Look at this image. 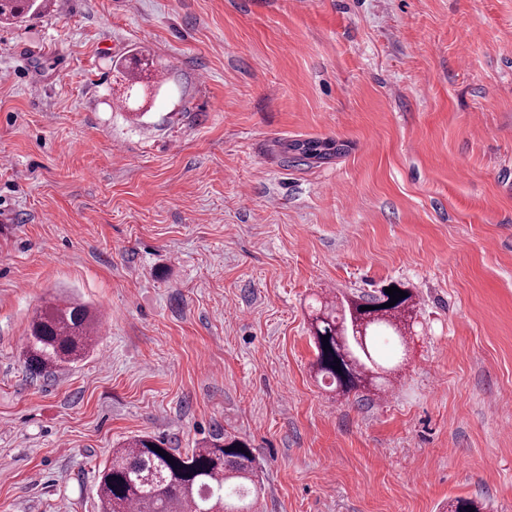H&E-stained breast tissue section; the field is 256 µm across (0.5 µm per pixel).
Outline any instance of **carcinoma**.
Returning <instances> with one entry per match:
<instances>
[{"label":"carcinoma","mask_w":512,"mask_h":512,"mask_svg":"<svg viewBox=\"0 0 512 512\" xmlns=\"http://www.w3.org/2000/svg\"><path fill=\"white\" fill-rule=\"evenodd\" d=\"M47 0H0V20L13 21L45 7ZM153 61L140 53L124 64L128 90ZM408 296L392 306L385 289L346 298L338 305L315 308L311 328L316 350L313 367L345 393L379 387L389 368L378 356L376 342L387 336L403 344L401 325L413 318L416 301ZM366 323L357 339L354 326ZM98 320L78 300L52 303L30 319L25 367L36 376L53 375L89 355ZM329 336L323 344L322 336ZM340 369H334L335 365ZM164 449V454L155 452ZM174 462H167V458ZM262 487L256 458L238 437L224 433L187 451L166 448L149 435H136L118 448L98 475L101 512H256ZM483 503L467 497L448 501V512H483Z\"/></svg>","instance_id":"obj_1"}]
</instances>
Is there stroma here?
Listing matches in <instances>:
<instances>
[{
	"mask_svg": "<svg viewBox=\"0 0 512 512\" xmlns=\"http://www.w3.org/2000/svg\"><path fill=\"white\" fill-rule=\"evenodd\" d=\"M157 62L126 101L112 62ZM328 144L304 159L296 142ZM416 295L384 390L312 299ZM106 332L49 378L34 310ZM246 440L259 512H512V0H56L0 23V512H99L140 434Z\"/></svg>",
	"mask_w": 512,
	"mask_h": 512,
	"instance_id": "stroma-1",
	"label": "stroma"
}]
</instances>
